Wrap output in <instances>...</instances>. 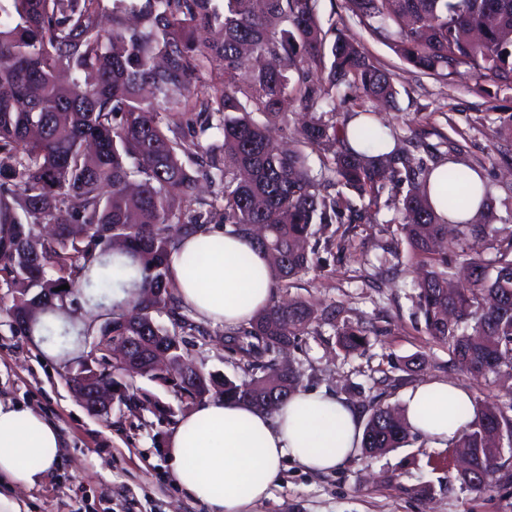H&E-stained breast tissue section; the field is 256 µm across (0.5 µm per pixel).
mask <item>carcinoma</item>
Returning <instances> with one entry per match:
<instances>
[{
  "label": "carcinoma",
  "mask_w": 512,
  "mask_h": 512,
  "mask_svg": "<svg viewBox=\"0 0 512 512\" xmlns=\"http://www.w3.org/2000/svg\"><path fill=\"white\" fill-rule=\"evenodd\" d=\"M9 2L0 4L7 16L0 20V286L12 293L9 316L20 335L58 340L64 358L81 336H148L185 359L193 339L210 332L171 284L169 254L199 231L230 226L270 258L269 305L224 332V347L250 377L209 374L199 388L158 369L138 376L192 403L224 398L272 412L299 390L298 374L277 353L316 319L335 320L332 310L318 317L301 300L276 299L319 260L314 226L361 224L380 211L383 185L405 184L393 206L419 270L426 330L472 375L512 371V227L495 224L492 201L483 200L471 224L445 219L428 199L422 167L403 152L354 150L334 122H309L291 150L275 144L286 101L334 112L336 91L354 88L366 114L367 102L395 94L361 39L323 27L318 0H223L222 10L215 0H140L130 8L114 0L106 35L101 0ZM344 9L425 74L450 80L463 69L482 91L512 89V0H344ZM213 25L222 40L197 44L194 32ZM313 69L325 73L321 81L309 78ZM199 122L221 131L223 154L189 165L186 131ZM314 153L317 174L308 166ZM201 177L221 187L202 210L187 206ZM469 180L462 169L442 172L448 211L467 207ZM42 224L55 225V234L40 236ZM254 224L265 226L263 236H254ZM454 262L462 282L454 281ZM40 293L95 318L61 331L50 308L31 322L19 319ZM129 305L142 313L136 327L124 320ZM162 313L169 324L157 321ZM336 336L347 352L366 340L359 329ZM96 348L95 383L123 389L128 408L146 402L113 373L110 343ZM505 398L474 406L448 444L468 456L458 479L477 492L512 483V467L499 462L503 440L512 441V388ZM409 436L403 414L377 405L361 448L380 455Z\"/></svg>",
  "instance_id": "carcinoma-1"
}]
</instances>
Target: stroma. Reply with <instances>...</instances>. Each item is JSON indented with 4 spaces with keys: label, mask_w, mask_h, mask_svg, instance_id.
Listing matches in <instances>:
<instances>
[{
    "label": "stroma",
    "mask_w": 512,
    "mask_h": 512,
    "mask_svg": "<svg viewBox=\"0 0 512 512\" xmlns=\"http://www.w3.org/2000/svg\"><path fill=\"white\" fill-rule=\"evenodd\" d=\"M367 55L385 68L397 91L375 113L393 131L399 148L425 168L455 159L480 172L496 201L499 223L512 225V173L493 165L499 141L493 132L512 115V90L478 92L465 73L446 81L408 65L370 36ZM417 290L407 245L394 210L381 208L345 235V249L322 268L291 281L278 299H299L336 308L335 325L311 326L289 347V359L305 391L327 389L369 416L372 407L401 405L411 387L448 381L465 388L476 404L496 401L512 378L474 377L449 360L446 348L428 335L416 309ZM12 295L0 288V396L40 411L64 441L61 462L41 484L22 489L28 512H209L176 483L166 440L191 406L171 388L145 378L149 408L113 406L94 416L78 402L61 376L53 344L13 331ZM368 328L365 346L346 353L335 329ZM209 336L188 349L206 373L241 380L245 372L224 348V326L209 323ZM250 512H512V485L477 493L448 477V448L412 433L407 445L371 456L363 450L336 470L306 471L285 461L268 499Z\"/></svg>",
    "instance_id": "stroma-1"
}]
</instances>
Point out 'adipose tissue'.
I'll list each match as a JSON object with an SVG mask.
<instances>
[{
	"mask_svg": "<svg viewBox=\"0 0 512 512\" xmlns=\"http://www.w3.org/2000/svg\"><path fill=\"white\" fill-rule=\"evenodd\" d=\"M192 253L205 259L188 271ZM170 278L198 317L234 328L269 304L270 268L264 254L230 232L214 229L182 240L169 256ZM462 387L444 381L404 395L409 426L445 444L462 432ZM364 424L351 404L331 393L297 392L273 413L207 399L181 417L169 439L177 484L211 512H247L270 495L284 460L328 473L359 447ZM64 454L57 427L36 410L0 400V512H27L16 490L40 483Z\"/></svg>",
	"mask_w": 512,
	"mask_h": 512,
	"instance_id": "1",
	"label": "adipose tissue"
}]
</instances>
